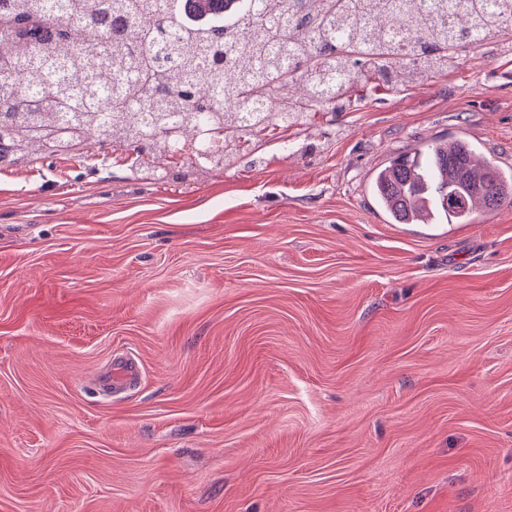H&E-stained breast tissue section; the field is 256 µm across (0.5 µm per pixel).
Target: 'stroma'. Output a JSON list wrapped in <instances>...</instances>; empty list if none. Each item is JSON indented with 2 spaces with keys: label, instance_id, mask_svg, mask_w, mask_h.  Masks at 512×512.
Listing matches in <instances>:
<instances>
[{
  "label": "stroma",
  "instance_id": "35a3bbf8",
  "mask_svg": "<svg viewBox=\"0 0 512 512\" xmlns=\"http://www.w3.org/2000/svg\"><path fill=\"white\" fill-rule=\"evenodd\" d=\"M501 42L184 179L0 169V512H512V207L370 189L436 140L512 169ZM139 374L138 364L131 357L120 354L113 358L107 373L98 377V382L105 388L112 389L117 385L131 383Z\"/></svg>",
  "mask_w": 512,
  "mask_h": 512
}]
</instances>
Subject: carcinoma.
<instances>
[{"mask_svg":"<svg viewBox=\"0 0 512 512\" xmlns=\"http://www.w3.org/2000/svg\"><path fill=\"white\" fill-rule=\"evenodd\" d=\"M210 21L183 22L185 9ZM512 27V0H0V167L100 146L150 169L198 148L221 167L272 121L343 112L360 85L405 87L460 64L462 52ZM91 45L81 43L86 30ZM302 95L277 96L284 74ZM398 224H466L512 207V173L476 159L465 141H437L393 160L371 185Z\"/></svg>","mask_w":512,"mask_h":512,"instance_id":"carcinoma-1","label":"carcinoma"}]
</instances>
